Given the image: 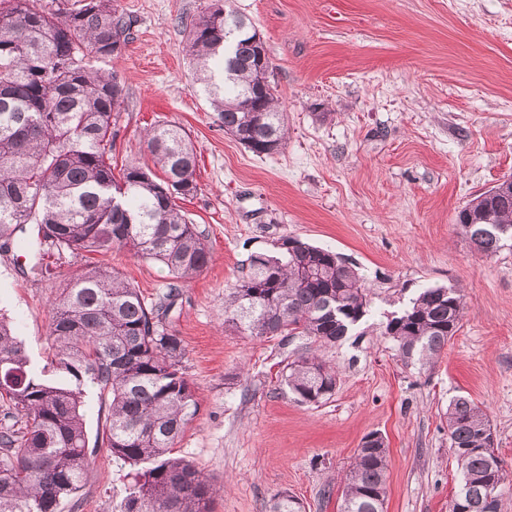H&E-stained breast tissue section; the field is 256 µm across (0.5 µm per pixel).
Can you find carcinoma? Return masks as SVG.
Returning <instances> with one entry per match:
<instances>
[{"label": "carcinoma", "instance_id": "1", "mask_svg": "<svg viewBox=\"0 0 512 512\" xmlns=\"http://www.w3.org/2000/svg\"><path fill=\"white\" fill-rule=\"evenodd\" d=\"M214 0L186 24L197 91L241 144L288 139L278 90L265 111H247L260 81L254 32ZM131 20L114 0H0V250L9 251L27 224L46 254L106 253L128 247L163 264L166 292L149 302L110 267L87 265L53 301L49 367L30 364L15 325L0 317V512H58L85 478L91 451L85 387L107 402L106 444L136 467L120 512H211L217 490L174 445L197 413L182 371L183 340L163 318L181 285L211 260L203 236L178 199L197 193L196 157L180 128L144 133L153 166L112 170V114L123 86L88 57H113L131 40ZM261 151L256 155L265 154ZM512 227V178L470 200L457 226L485 255L502 247ZM465 302L454 286L422 289L384 335L406 364L433 362L455 335ZM370 313L366 278L338 254L286 235L274 254L250 257L249 273L224 294V324L254 340L301 336L332 346ZM283 383L297 402L320 405L336 391L334 367L315 350L285 367ZM487 413L466 397L448 405V440L460 474L449 512H502L505 470L486 442ZM389 451L367 434L346 476L339 512H385ZM270 512H301L296 498L273 497Z\"/></svg>", "mask_w": 512, "mask_h": 512}]
</instances>
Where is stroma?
I'll list each match as a JSON object with an SVG mask.
<instances>
[{
    "label": "stroma",
    "mask_w": 512,
    "mask_h": 512,
    "mask_svg": "<svg viewBox=\"0 0 512 512\" xmlns=\"http://www.w3.org/2000/svg\"><path fill=\"white\" fill-rule=\"evenodd\" d=\"M211 0H116L132 22L120 56L112 162L148 157L144 129L180 126L197 155V194L180 208L211 251L165 324L182 337L196 416L175 444L215 485L212 512H269L280 492L302 512H337L365 435L389 449L387 512H448L459 472L449 402L486 409L512 512V248L477 253L456 226L465 204L512 177V0H230L265 40L288 116V143L258 156L225 133L197 91L183 24ZM294 235L347 258L366 276L371 311L324 353L335 394L298 403L281 371L304 339L260 342L224 324V292L254 252ZM34 251L0 250V312L33 366L50 351L52 301L86 262L115 268L147 301L164 290L160 264L126 248L56 260L30 275ZM455 286L464 316L436 362L404 364L385 318L421 289ZM97 446L61 512H119L131 468L102 444L107 408L85 393Z\"/></svg>",
    "instance_id": "obj_1"
}]
</instances>
